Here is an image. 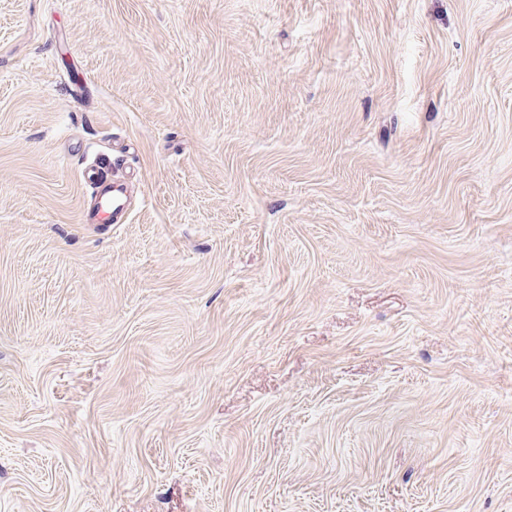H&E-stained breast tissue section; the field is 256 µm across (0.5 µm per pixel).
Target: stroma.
Here are the masks:
<instances>
[{"mask_svg": "<svg viewBox=\"0 0 512 512\" xmlns=\"http://www.w3.org/2000/svg\"><path fill=\"white\" fill-rule=\"evenodd\" d=\"M0 512H512V0H0ZM83 181L96 189V202L85 215L87 224H116L127 213L128 195L127 184L122 179L113 176L111 163L97 164L85 168L82 173Z\"/></svg>", "mask_w": 512, "mask_h": 512, "instance_id": "35a3bbf8", "label": "stroma"}]
</instances>
